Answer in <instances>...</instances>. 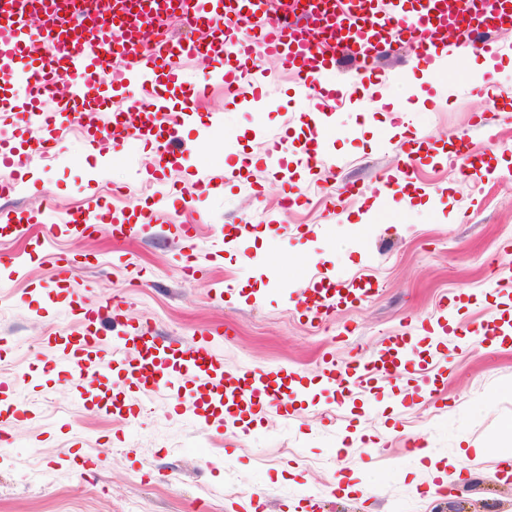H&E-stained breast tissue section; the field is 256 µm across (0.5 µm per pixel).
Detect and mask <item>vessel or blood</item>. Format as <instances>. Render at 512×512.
<instances>
[{
  "label": "vessel or blood",
  "mask_w": 512,
  "mask_h": 512,
  "mask_svg": "<svg viewBox=\"0 0 512 512\" xmlns=\"http://www.w3.org/2000/svg\"><path fill=\"white\" fill-rule=\"evenodd\" d=\"M187 7L180 18L192 28L208 26L214 33L210 46L166 40L163 46L142 43V22L117 31L109 11L89 16L57 20L55 0H0V77L7 84L26 90V97L14 105L6 117L28 130L38 125L42 136L28 140L29 149L53 150L66 125L82 123L83 136L93 144L103 138L125 146L154 135L159 167L178 163L173 145L181 128L193 116L191 105L214 82L224 85L230 96H237L241 83H249L255 96L266 93L267 81L260 74L258 57L276 59L295 77L296 95L302 102L301 117L314 128H325L323 114L328 103L346 99L348 92H361L377 80L382 58L393 55L405 43L412 44V60L429 70L441 64L439 46L447 42L448 30L461 31L460 52H473L498 59L497 41L488 37L486 26L471 23L470 18L485 0H333V9L324 24L311 17L288 13L285 0L275 13H268L264 0H185ZM38 17V30L27 25ZM201 54L209 58L210 68L203 77L185 82L180 69L183 57ZM126 61L124 92L141 109L136 125L111 127L87 122L84 111L101 98V89L112 81V62ZM355 62L349 79L339 75L342 60ZM68 85L69 98H61L60 85ZM181 88L187 103L176 119H168L165 93L168 87ZM294 148L315 168L324 160L319 146L290 144L288 134H279L269 144L268 156L282 149ZM420 143L410 144L394 175L384 178L383 194L404 198L414 183L415 161ZM101 202L72 210L64 224L66 232L89 236L99 226ZM367 289L349 288L341 283L318 281L313 292L296 297L295 309L305 316L335 314L340 304L367 297ZM223 326H213L187 349L166 353L151 338H141L138 331L127 330L103 345L101 337L78 336L70 340L66 370L79 365L82 356L94 350L114 357L131 349L143 348L150 363L139 371L144 387L179 390L187 376L215 385L213 396L219 404L276 407L287 415L288 402L272 385V372L255 368L236 377L226 373L211 350V339L224 335ZM417 350L411 339L389 337L379 354L370 361L355 360L345 368L328 373V381L342 389L367 387L377 376L388 377L407 370ZM179 358L177 368H170V358Z\"/></svg>",
  "instance_id": "obj_1"
}]
</instances>
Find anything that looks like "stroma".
<instances>
[{
    "label": "stroma",
    "mask_w": 512,
    "mask_h": 512,
    "mask_svg": "<svg viewBox=\"0 0 512 512\" xmlns=\"http://www.w3.org/2000/svg\"><path fill=\"white\" fill-rule=\"evenodd\" d=\"M500 40L490 83L476 54L428 75L408 64L412 46L387 58L390 76L370 89L366 111L343 103L326 117L331 171L299 166L289 149L266 157L282 129L312 131L287 75L264 57L265 101L237 103L214 88L182 128L173 167L158 170L138 143L96 159L72 131L52 158L25 149L20 168L0 165V182L24 178L0 199V216L30 218L24 235L0 236V512H255L256 493L262 512H488L492 502L512 512V476L499 467L512 458V338L493 348L461 340L512 329V108L493 105L512 93V31ZM424 136L435 149L417 163L411 199L380 200L383 176ZM460 137L490 158L489 174L457 176ZM244 157L251 164L240 177ZM286 174L309 194L285 215ZM207 176L223 178L222 194L204 191ZM327 181L355 190L331 208L315 190ZM169 190L184 208H154ZM92 199L125 223L148 224L117 244L107 224L78 238L31 218L48 201L62 214ZM192 217L202 273L187 281L181 226ZM60 256L83 262L62 286ZM317 277L368 278L376 292L316 321L290 299ZM108 300L181 348L224 326L231 340L214 337L211 347L226 372L283 369L309 396L288 421L246 412L228 426L221 411L197 415L205 388L194 377L177 398L142 390L118 362L106 378L95 357L67 377L52 370L63 355L57 338L85 331L78 311ZM445 302L454 322L426 338L421 323L436 321ZM403 335L422 351L410 371L348 400L324 381L327 363L371 358L386 337ZM106 394L120 395L132 417L104 410ZM18 407L24 420L13 417ZM418 437L439 455L437 470L413 467L405 441ZM340 476L357 491L336 493Z\"/></svg>",
    "instance_id": "35a3bbf8"
}]
</instances>
